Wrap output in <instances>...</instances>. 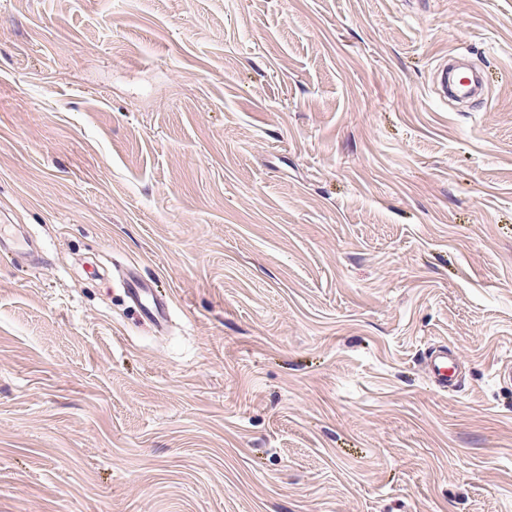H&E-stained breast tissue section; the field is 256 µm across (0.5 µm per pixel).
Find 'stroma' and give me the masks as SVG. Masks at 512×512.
<instances>
[{
	"label": "stroma",
	"mask_w": 512,
	"mask_h": 512,
	"mask_svg": "<svg viewBox=\"0 0 512 512\" xmlns=\"http://www.w3.org/2000/svg\"><path fill=\"white\" fill-rule=\"evenodd\" d=\"M0 239V512H512V0H0ZM453 74L452 68H448V64L444 63L441 69L440 74V84L441 89L443 91V94L445 97H448V94L458 97V98H465L470 96L477 87V81L474 84L465 79H457V80H450L448 82V76L451 77ZM124 288L130 301L140 309L145 319L162 328L168 317V304L152 287L135 275H128ZM425 364L428 375L438 387L448 389L458 384L462 357L456 350L448 349L447 345L431 349L426 354Z\"/></svg>",
	"instance_id": "stroma-1"
}]
</instances>
